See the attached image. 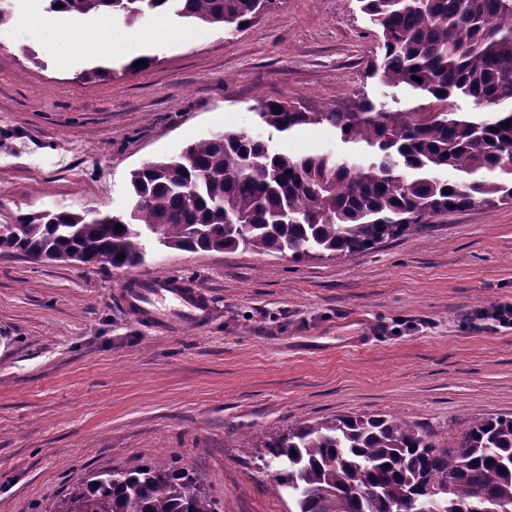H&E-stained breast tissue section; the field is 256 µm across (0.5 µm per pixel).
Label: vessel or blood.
<instances>
[{
    "label": "vessel or blood",
    "instance_id": "1",
    "mask_svg": "<svg viewBox=\"0 0 512 512\" xmlns=\"http://www.w3.org/2000/svg\"><path fill=\"white\" fill-rule=\"evenodd\" d=\"M121 298L138 319L165 331L199 325L211 311L204 290L187 287L174 275L133 277L122 288Z\"/></svg>",
    "mask_w": 512,
    "mask_h": 512
}]
</instances>
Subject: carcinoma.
Segmentation results:
<instances>
[{
  "mask_svg": "<svg viewBox=\"0 0 512 512\" xmlns=\"http://www.w3.org/2000/svg\"><path fill=\"white\" fill-rule=\"evenodd\" d=\"M66 16L135 27L159 12L242 33L277 0H44ZM379 35L368 74L431 100L428 112H388L358 94L343 110L262 97L259 122L285 134L326 124L347 156L290 155L227 129L130 173L132 206L25 213L0 224V255L137 267L149 245L239 248L294 259H344L419 232L429 219L512 204V0H357ZM419 77L422 82L413 80ZM480 112L464 117L454 99ZM121 230H116V227ZM125 258L120 259L118 255ZM294 512H390L426 476L448 484L435 512H512V416L464 423L452 443L386 414L344 415L260 439ZM54 512H215L201 477L159 464L103 467Z\"/></svg>",
  "mask_w": 512,
  "mask_h": 512,
  "instance_id": "1",
  "label": "carcinoma"
}]
</instances>
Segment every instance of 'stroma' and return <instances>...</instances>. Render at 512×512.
<instances>
[{
    "label": "stroma",
    "mask_w": 512,
    "mask_h": 512,
    "mask_svg": "<svg viewBox=\"0 0 512 512\" xmlns=\"http://www.w3.org/2000/svg\"><path fill=\"white\" fill-rule=\"evenodd\" d=\"M0 28V224L45 209L129 208L131 170L244 130L295 155L346 153L334 129L261 126L256 97L390 112L425 98L365 75L377 41L356 0H279L237 35L169 19L46 14L11 0ZM44 13V12H43ZM111 27L112 54L85 33ZM149 67L130 70L132 56ZM98 64L116 78L78 80ZM141 275L205 289L206 326L146 327L118 291L133 270L0 256V512H51L103 467L165 462L205 478L216 512H290L257 437L381 413L447 440L512 415V205L433 219L428 231L342 260L148 246Z\"/></svg>",
    "instance_id": "35a3bbf8"
}]
</instances>
